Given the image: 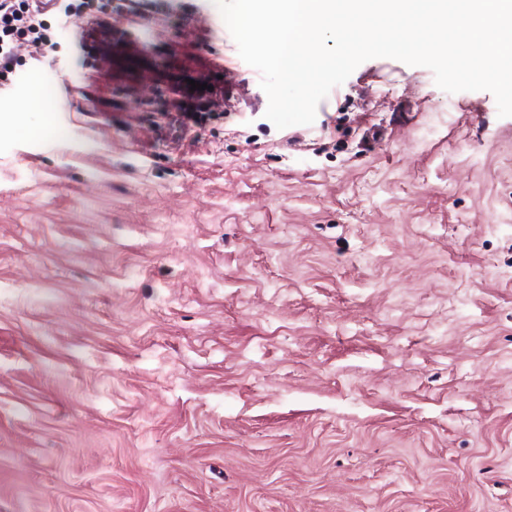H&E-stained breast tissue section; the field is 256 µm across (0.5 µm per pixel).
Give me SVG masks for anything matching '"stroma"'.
<instances>
[{"label": "stroma", "instance_id": "35a3bbf8", "mask_svg": "<svg viewBox=\"0 0 512 512\" xmlns=\"http://www.w3.org/2000/svg\"><path fill=\"white\" fill-rule=\"evenodd\" d=\"M85 41L0 112V512H512V117L390 58L277 129L213 0ZM192 80L213 86V91L208 89L191 91V85L188 82H176L171 85L170 91L175 96L174 109L185 126L198 123L206 112H211L212 107L216 106L214 98L224 95V89L210 83L204 75ZM27 116L15 119L12 129L15 135L25 139L40 138L48 133L46 120L49 104L42 87L34 84L27 101Z\"/></svg>", "mask_w": 512, "mask_h": 512}]
</instances>
